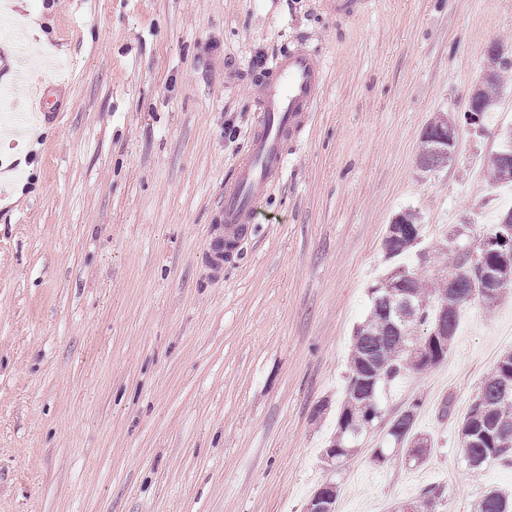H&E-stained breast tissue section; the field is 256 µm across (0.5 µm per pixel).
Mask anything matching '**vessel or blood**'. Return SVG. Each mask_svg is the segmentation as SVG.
Here are the masks:
<instances>
[{"instance_id":"obj_1","label":"vessel or blood","mask_w":512,"mask_h":512,"mask_svg":"<svg viewBox=\"0 0 512 512\" xmlns=\"http://www.w3.org/2000/svg\"><path fill=\"white\" fill-rule=\"evenodd\" d=\"M268 80L258 86L261 117L249 148L224 186L221 222L230 235L242 234L256 218L267 187L286 164L287 142L298 140L314 108L324 80L316 56L295 48L268 66Z\"/></svg>"}]
</instances>
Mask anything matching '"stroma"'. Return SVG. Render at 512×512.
<instances>
[{
	"mask_svg": "<svg viewBox=\"0 0 512 512\" xmlns=\"http://www.w3.org/2000/svg\"><path fill=\"white\" fill-rule=\"evenodd\" d=\"M324 0H0V110L25 112L19 72L53 122L0 136V512H393L445 487L470 512L512 468L470 470L458 428L512 350V288L463 307L447 356L381 394L354 457L326 455L352 334L392 264L391 219L424 226L401 265L438 276L464 218L512 206L485 164L508 127L464 114L487 50L512 46V0H370L342 21ZM305 46L325 81L255 231L208 261L224 184L258 123L257 79ZM459 127L422 171L431 119ZM420 400L422 465L374 450ZM442 117H437L431 120L425 127L424 132H428V138L422 135V148L420 154V163L424 165L425 169L433 170L439 167H444L448 164V157L453 158L458 146L459 129L456 123L448 120L445 131L448 133V139L444 138L443 143L448 145V150H441L437 148L435 138L440 136V129L442 128ZM423 132V134H424Z\"/></svg>",
	"mask_w": 512,
	"mask_h": 512,
	"instance_id": "stroma-1",
	"label": "stroma"
}]
</instances>
